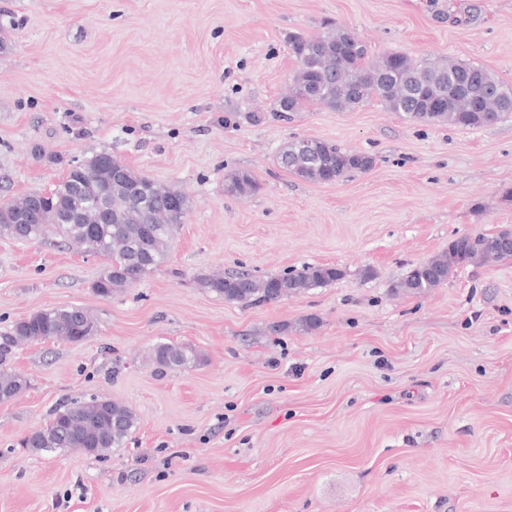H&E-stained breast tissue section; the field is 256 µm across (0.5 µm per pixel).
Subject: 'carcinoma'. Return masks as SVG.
<instances>
[{
    "mask_svg": "<svg viewBox=\"0 0 512 512\" xmlns=\"http://www.w3.org/2000/svg\"><path fill=\"white\" fill-rule=\"evenodd\" d=\"M288 48L297 69L288 93L278 101L279 112H297L305 105L353 110L375 99L388 111L413 121L462 128L493 126L512 112V86L479 65L453 59L416 61L397 51L374 57L364 42L351 41L347 29L334 26L316 36L293 34L288 37ZM300 141V137L291 139L279 153L278 162L283 170L308 183H335L369 170L374 163L368 154L345 151L311 137L308 142L313 148L306 154ZM100 160L96 154L68 172L37 224L9 223V216L26 204V197L1 204L0 234L20 242L53 234L86 255L108 258L110 263L93 290L110 297L164 261L189 199L181 190L160 186L131 169L127 184L112 188L110 196L120 223L97 224L104 193L98 181ZM228 188L246 197L256 192L258 184L251 171L239 169L228 176ZM511 234L503 230L491 235H461L450 242L447 251L416 265L396 287L406 294L423 295L447 282L461 264L503 260L494 240ZM341 276L336 267L305 265L265 278L246 270L210 275L199 284L228 302L257 305L278 302ZM93 329L90 315L77 307L37 311L13 324L0 336V402L13 400L27 387V380L11 368L18 344L50 339L75 343ZM153 361L163 371L194 365L200 356L191 348L160 344L153 351ZM136 423L135 412L125 404L98 397L72 398L53 411L46 426L32 431L24 444L37 452L68 449L101 456L121 447Z\"/></svg>",
    "mask_w": 512,
    "mask_h": 512,
    "instance_id": "carcinoma-1",
    "label": "carcinoma"
}]
</instances>
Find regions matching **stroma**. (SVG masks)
Listing matches in <instances>:
<instances>
[{
  "label": "stroma",
  "mask_w": 512,
  "mask_h": 512,
  "mask_svg": "<svg viewBox=\"0 0 512 512\" xmlns=\"http://www.w3.org/2000/svg\"><path fill=\"white\" fill-rule=\"evenodd\" d=\"M377 56L454 58L512 84V0H0V204L101 152L191 205L164 264L109 297L106 260L0 236V332L79 307V343H25L0 403V512H512V259L395 285L463 234L512 230V114L426 126L377 100L277 114L292 34L324 22ZM369 154L333 184L296 179L292 137ZM250 170L249 197L227 174ZM332 265L335 282L245 306L201 277ZM159 343L203 361L156 372ZM132 407L101 457L37 454L68 397Z\"/></svg>",
  "instance_id": "obj_1"
}]
</instances>
